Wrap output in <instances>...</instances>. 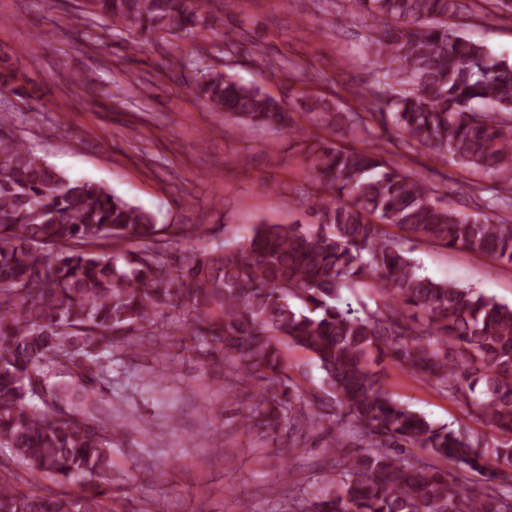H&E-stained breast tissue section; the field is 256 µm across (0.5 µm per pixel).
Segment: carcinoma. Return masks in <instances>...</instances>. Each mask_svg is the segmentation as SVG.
<instances>
[{"mask_svg": "<svg viewBox=\"0 0 512 512\" xmlns=\"http://www.w3.org/2000/svg\"><path fill=\"white\" fill-rule=\"evenodd\" d=\"M369 18L381 70L365 92L371 111L349 114L298 90L286 109L259 87L193 68L212 112L302 140L295 115L334 128L391 122L401 143L512 185V62L448 26L459 0H352ZM92 14L138 36L188 37L203 0H89ZM0 118V512H117L103 490L112 445L128 416L113 412L97 377L112 342L137 346L185 328L224 356L257 392L240 425L272 439L334 418V445L349 448L336 493L289 498L288 512H512V306L419 273L406 237L512 265V224L443 203L435 186L402 170L381 147L307 149L312 222L255 224L217 250L171 266L161 245L202 228L157 224L96 181L70 179ZM399 230L395 234L391 229ZM141 240L148 247L125 252ZM363 288L373 307L354 316L340 289ZM310 354L322 372L324 413L301 415L303 387L284 349ZM391 362L471 409L494 444L429 421L396 400L382 378ZM423 450L428 460L411 457ZM447 461L455 472L438 466ZM483 474L472 484L467 473Z\"/></svg>", "mask_w": 512, "mask_h": 512, "instance_id": "cac0c4a2", "label": "carcinoma"}]
</instances>
